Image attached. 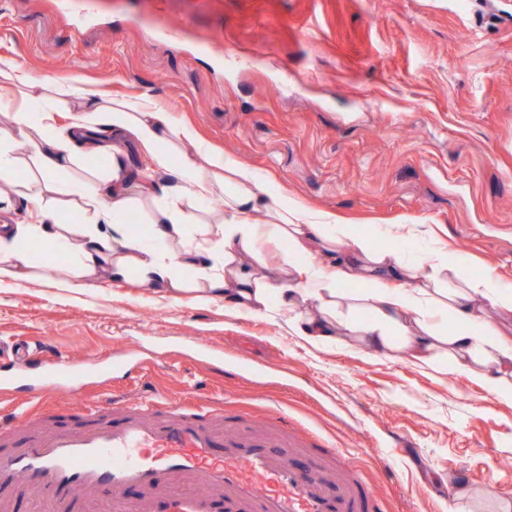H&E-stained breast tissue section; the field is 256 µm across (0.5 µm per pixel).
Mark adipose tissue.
Segmentation results:
<instances>
[{"label": "adipose tissue", "mask_w": 512, "mask_h": 512, "mask_svg": "<svg viewBox=\"0 0 512 512\" xmlns=\"http://www.w3.org/2000/svg\"><path fill=\"white\" fill-rule=\"evenodd\" d=\"M56 97L75 103L79 113L59 126L52 104H31L0 127V178L10 175L25 147L38 174L24 186L40 201L31 223L0 226V276L29 277L34 267L27 241L72 257L61 285L79 290L86 276L106 270L115 279L136 270L142 285L163 292L184 290V270L199 275L209 297L246 316L273 309L288 313V325L311 345L335 346L345 338L430 366L447 360L488 393L512 399V326L490 324L480 306L512 313V286L494 273L471 277L465 264L439 246L430 260L411 262L400 243L425 233L420 224H391L384 232L392 248H376L357 238L348 253L336 243L344 218L311 207L291 196L273 177L216 149L202 145L197 130L172 124L166 111L145 96L112 99L82 77L55 81ZM131 136L152 158L148 174L133 173L113 134ZM197 144L193 154L173 160L179 142ZM100 158L86 177H74L88 158ZM63 182L83 215L79 224L61 223L42 199ZM165 206L148 237L135 235L126 218L130 188ZM224 198V216L200 222L185 204ZM267 213L258 224L251 216ZM267 240L288 244V261L278 277L263 265L245 264ZM359 285L350 294L346 285ZM452 317L455 327L440 334L438 323Z\"/></svg>", "instance_id": "obj_1"}]
</instances>
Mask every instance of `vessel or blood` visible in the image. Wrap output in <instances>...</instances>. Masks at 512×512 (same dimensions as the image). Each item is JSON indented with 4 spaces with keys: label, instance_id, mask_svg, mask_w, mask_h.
I'll return each instance as SVG.
<instances>
[{
    "label": "vessel or blood",
    "instance_id": "obj_1",
    "mask_svg": "<svg viewBox=\"0 0 512 512\" xmlns=\"http://www.w3.org/2000/svg\"><path fill=\"white\" fill-rule=\"evenodd\" d=\"M10 354L15 379L32 381L45 401L37 418L53 425L21 437L19 417L0 421V512H15L20 488L33 494L32 512H153L159 495L170 512H207L214 494L225 512H387L352 472L297 466L287 416L225 409L216 419L179 400L115 394L87 399L80 424H58L51 396H85L111 365L86 359L33 373L27 345ZM131 487L143 490L139 501L127 499Z\"/></svg>",
    "mask_w": 512,
    "mask_h": 512
}]
</instances>
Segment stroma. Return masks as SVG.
Here are the masks:
<instances>
[{
	"label": "stroma",
	"instance_id": "stroma-1",
	"mask_svg": "<svg viewBox=\"0 0 512 512\" xmlns=\"http://www.w3.org/2000/svg\"><path fill=\"white\" fill-rule=\"evenodd\" d=\"M1 56L27 75L21 100L72 76L154 98L206 142L349 217L342 251L360 235L390 247L388 224H431L472 275L512 284V0H0ZM32 172L25 156L0 181L12 200L0 222L36 210L19 193ZM26 248L36 275L0 277V342L123 362L100 388L132 399L192 392L287 413L389 512H502L512 499V401L448 365L352 341L316 348L287 312L246 317L198 287L162 294L103 271L57 288L69 259ZM457 483L468 498L453 497Z\"/></svg>",
	"mask_w": 512,
	"mask_h": 512
}]
</instances>
